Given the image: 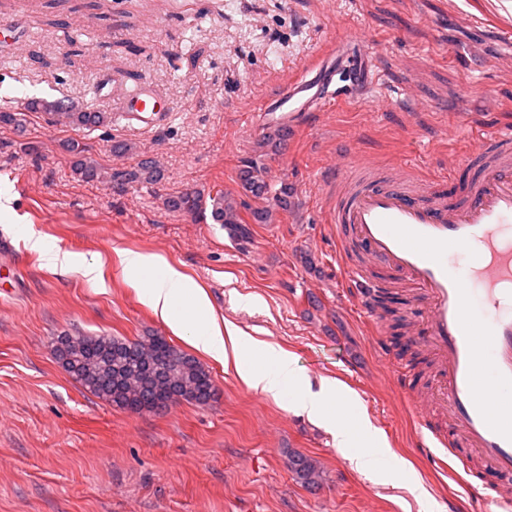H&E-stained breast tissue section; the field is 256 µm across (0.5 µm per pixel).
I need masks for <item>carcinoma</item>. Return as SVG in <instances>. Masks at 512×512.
<instances>
[{
  "label": "carcinoma",
  "instance_id": "1",
  "mask_svg": "<svg viewBox=\"0 0 512 512\" xmlns=\"http://www.w3.org/2000/svg\"><path fill=\"white\" fill-rule=\"evenodd\" d=\"M26 110L43 112L50 123H59L73 129L93 131L112 124L109 112L58 111L57 103L30 100ZM291 130L279 126L265 134L257 143L258 155L246 160L239 170V182L244 194L256 201L250 208L255 224H269L274 211H288L294 206L293 192L283 183L271 191L267 181L266 158L279 154L286 146ZM73 156L72 170L85 182L100 181L122 193L139 184H156L163 179V171L156 161L142 158L130 167L112 169L99 167L84 155V148L77 142L65 146ZM211 219L222 224L240 239L250 235V229L240 217L237 202L223 192L210 196ZM163 206L170 212L194 214L203 207V198L194 191L168 195ZM384 314L394 327H402L405 315L392 307L388 296L379 299ZM72 360L66 369L87 391L131 412L159 411L172 403L183 400L197 405H207L214 399L215 388L209 371L194 357L170 344L165 337L143 336L136 340L116 336L73 335L70 343ZM291 469L309 488L321 485V475L315 463L296 454L290 460Z\"/></svg>",
  "mask_w": 512,
  "mask_h": 512
}]
</instances>
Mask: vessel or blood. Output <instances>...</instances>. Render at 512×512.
<instances>
[{
    "instance_id": "obj_1",
    "label": "vessel or blood",
    "mask_w": 512,
    "mask_h": 512,
    "mask_svg": "<svg viewBox=\"0 0 512 512\" xmlns=\"http://www.w3.org/2000/svg\"><path fill=\"white\" fill-rule=\"evenodd\" d=\"M369 40L355 38L342 54L327 50L283 86L263 108L264 119L299 126L324 111L338 79L373 85ZM129 123L144 127L167 119V107L151 87L123 106ZM327 223L336 227L339 249L355 245L366 266L350 262L358 309L379 317L380 268L417 291L416 327L400 347L382 344L397 385L410 400L429 398L434 417L417 416L420 437L465 452L481 463L482 489L500 512H512V128L472 131L449 183L425 178L411 167L388 179L347 156L332 172ZM477 249L466 272L448 265L449 252ZM429 353L427 382L402 363L410 351Z\"/></svg>"
}]
</instances>
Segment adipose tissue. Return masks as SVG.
Masks as SVG:
<instances>
[{
	"instance_id": "1",
	"label": "adipose tissue",
	"mask_w": 512,
	"mask_h": 512,
	"mask_svg": "<svg viewBox=\"0 0 512 512\" xmlns=\"http://www.w3.org/2000/svg\"><path fill=\"white\" fill-rule=\"evenodd\" d=\"M25 246L38 253L49 267L63 273L76 272L91 282H101L98 263L60 249L44 237L28 234ZM125 279L138 286L143 302L169 328L189 334L196 351L220 363H234L242 382L274 399L295 391L293 405L311 420L330 427L336 445L349 447L352 432L337 425L340 411L353 404L351 390L341 382H324L320 393L306 389L307 380L297 369L292 356L281 346L244 335L231 323H219L205 292L191 288L188 276L163 257L146 252L125 251L120 255ZM257 351L261 361L253 363L249 351Z\"/></svg>"
}]
</instances>
